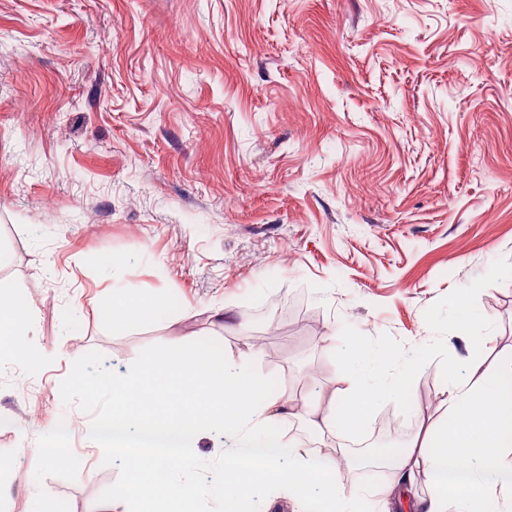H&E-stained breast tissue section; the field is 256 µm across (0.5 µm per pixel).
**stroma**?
I'll use <instances>...</instances> for the list:
<instances>
[{
    "mask_svg": "<svg viewBox=\"0 0 512 512\" xmlns=\"http://www.w3.org/2000/svg\"><path fill=\"white\" fill-rule=\"evenodd\" d=\"M0 250L42 358L0 380V512H101L104 385L191 345L310 399L389 348L420 370L348 440L403 446L512 349V0H0ZM115 286L160 307L113 330Z\"/></svg>",
    "mask_w": 512,
    "mask_h": 512,
    "instance_id": "obj_1",
    "label": "stroma"
}]
</instances>
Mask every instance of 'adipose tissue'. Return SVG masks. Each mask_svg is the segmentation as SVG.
<instances>
[{"label": "adipose tissue", "mask_w": 512, "mask_h": 512, "mask_svg": "<svg viewBox=\"0 0 512 512\" xmlns=\"http://www.w3.org/2000/svg\"><path fill=\"white\" fill-rule=\"evenodd\" d=\"M154 303L135 289H115L108 317L113 328L135 321ZM29 323L25 298L0 292V351L21 354L15 338ZM355 355L368 364L343 378L342 387L319 394L302 409L292 407L287 387L269 389L248 361H227L210 350L164 354L137 372L113 379L110 415L91 429L97 448L126 442L146 446L144 455L127 461L126 481L112 495L105 512H196L199 489L179 476L194 463L198 440L222 429L232 444L214 483L228 492L229 512H253L255 499L283 495L295 501L319 491L321 512H358L345 492L341 462L352 449L339 443L342 430H360L377 401L399 393L415 377L417 366L402 365L388 375L391 354L357 344ZM512 352L504 367L482 373L478 379H447L441 394L448 407V422L434 433L430 444L408 445L387 459L390 470L384 484L364 495L389 501L404 484L424 475L427 497L410 501L412 512H498L512 504ZM299 419L320 437L337 446H285L279 426ZM466 460V468L455 465Z\"/></svg>", "instance_id": "adipose-tissue-1"}]
</instances>
